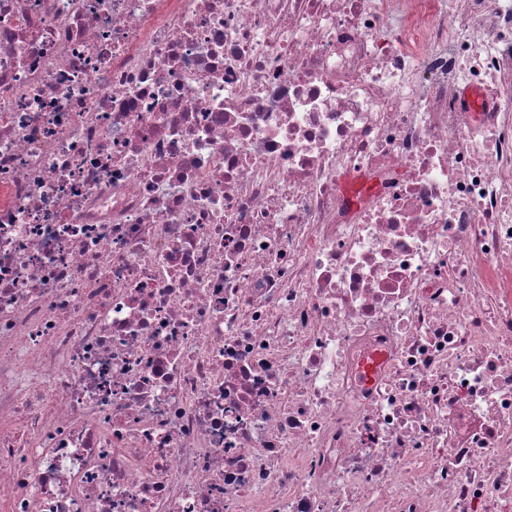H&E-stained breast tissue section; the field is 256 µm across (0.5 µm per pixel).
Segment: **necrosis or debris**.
Instances as JSON below:
<instances>
[{"label":"necrosis or debris","instance_id":"1","mask_svg":"<svg viewBox=\"0 0 512 512\" xmlns=\"http://www.w3.org/2000/svg\"><path fill=\"white\" fill-rule=\"evenodd\" d=\"M0 512H512V0H0Z\"/></svg>","mask_w":512,"mask_h":512}]
</instances>
